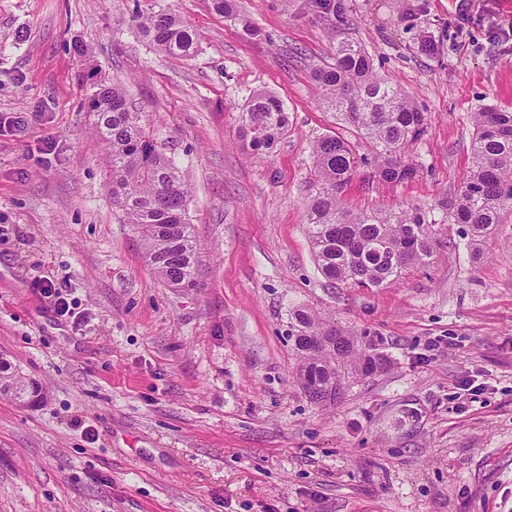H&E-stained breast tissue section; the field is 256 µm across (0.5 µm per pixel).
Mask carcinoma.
I'll return each mask as SVG.
<instances>
[{
	"label": "carcinoma",
	"instance_id": "carcinoma-1",
	"mask_svg": "<svg viewBox=\"0 0 512 512\" xmlns=\"http://www.w3.org/2000/svg\"><path fill=\"white\" fill-rule=\"evenodd\" d=\"M133 22L160 53L189 57L195 41L189 26L169 8L138 10ZM321 103L341 113L361 135L366 152L325 135L312 146L314 180L308 197V234L321 275L331 284L383 288L399 282L433 256L430 211L344 209L343 196L362 165L372 177L404 183L419 165L408 154L427 131L426 114L390 79L376 73L360 46L342 40L334 62L311 75ZM94 128L107 146L106 186L112 207L139 232L143 257L169 287H198V250L187 212L191 189L178 167L129 110L123 90L98 85L86 102ZM469 178L448 200V223L468 227L472 261L481 262L484 243L503 211L512 207V111L486 107L473 114ZM240 134L252 151L271 154L288 131V112L269 90L254 92L239 116ZM288 336L300 357L299 382L311 402L340 399L351 376L367 375L384 358L363 348L356 335L299 308ZM0 391L31 404L40 383L0 357Z\"/></svg>",
	"mask_w": 512,
	"mask_h": 512
}]
</instances>
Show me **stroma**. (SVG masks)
<instances>
[{"label": "stroma", "mask_w": 512, "mask_h": 512, "mask_svg": "<svg viewBox=\"0 0 512 512\" xmlns=\"http://www.w3.org/2000/svg\"><path fill=\"white\" fill-rule=\"evenodd\" d=\"M158 2L192 29L190 58L140 36L149 0H0V356L46 392L35 407L0 394V512H512V210L475 264L442 209L468 175L473 113L512 109V8ZM341 38L428 118L416 179L362 167L345 195L352 211L431 210L433 259L385 288L329 284L307 234L313 143L356 137L311 79ZM92 67L191 187L197 288L161 281L112 208L83 108ZM262 89L289 125L256 157L238 118ZM300 307L387 366L312 403L288 335ZM38 289H40V294L43 295L44 298L50 299L57 315L61 317L74 316L75 313L71 306L72 303L68 301L66 297L68 294L64 293L62 289L55 288L52 284L43 285L42 288Z\"/></svg>", "instance_id": "obj_1"}]
</instances>
